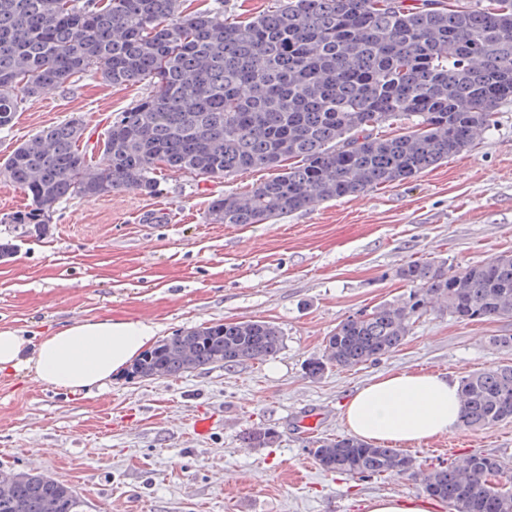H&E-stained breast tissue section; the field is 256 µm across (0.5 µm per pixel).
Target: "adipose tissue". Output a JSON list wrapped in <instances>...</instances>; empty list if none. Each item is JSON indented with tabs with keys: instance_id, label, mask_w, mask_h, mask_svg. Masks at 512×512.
I'll list each match as a JSON object with an SVG mask.
<instances>
[{
	"instance_id": "1",
	"label": "adipose tissue",
	"mask_w": 512,
	"mask_h": 512,
	"mask_svg": "<svg viewBox=\"0 0 512 512\" xmlns=\"http://www.w3.org/2000/svg\"><path fill=\"white\" fill-rule=\"evenodd\" d=\"M144 322L84 319L31 341L0 330V374L33 372L37 381L79 394L106 386L157 339ZM344 422L352 436L412 444L448 434L461 422L458 385L435 374L381 375L350 399Z\"/></svg>"
}]
</instances>
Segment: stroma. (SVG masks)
Here are the masks:
<instances>
[{
	"mask_svg": "<svg viewBox=\"0 0 512 512\" xmlns=\"http://www.w3.org/2000/svg\"><path fill=\"white\" fill-rule=\"evenodd\" d=\"M277 0H182L184 14L224 10L246 22ZM88 72L26 99L0 129V164L30 135L75 119L94 137L146 96ZM157 190L62 203L48 233L0 224V329L39 339L80 319L156 325L160 338L203 323L269 321L284 347L263 362L208 366L178 377L122 375L91 395L31 374L0 377V467L60 479L81 512H361L375 495L419 497L415 477L350 478L321 469L317 441L345 435L344 411L373 376L403 370L460 380L512 364V318L461 321L432 305L395 352L317 378L305 365L347 317L410 290L397 271L428 259L449 275L512 253V103L473 147L406 181L323 201L267 224H214V197L246 195L270 171L201 179L158 167ZM214 421L196 435L197 415ZM314 415L315 427L301 425ZM255 427L275 431L266 448ZM420 467L475 454L512 464V420L456 428L407 446Z\"/></svg>",
	"mask_w": 512,
	"mask_h": 512,
	"instance_id": "stroma-1",
	"label": "stroma"
}]
</instances>
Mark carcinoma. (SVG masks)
Returning a JSON list of instances; mask_svg holds the SVG:
<instances>
[{
	"label": "carcinoma",
	"instance_id": "1",
	"mask_svg": "<svg viewBox=\"0 0 512 512\" xmlns=\"http://www.w3.org/2000/svg\"><path fill=\"white\" fill-rule=\"evenodd\" d=\"M181 0H0V129L23 100L95 72L110 84L148 82L154 91L119 113L104 133L101 161L79 150L76 119L38 131L0 173L31 199L0 224L46 230L58 206L79 197L156 191V166L203 178L254 170L274 176L249 194L209 206L214 224H264L318 202L357 196L410 179L471 148L495 112L512 101V0H277L244 25L214 11L184 15ZM402 117L405 131L375 133ZM398 276L407 296L355 314L327 337L307 374L353 368L393 352L443 302L462 321L512 317V254L448 277L418 260ZM284 347L267 321L212 323L180 331L133 365L140 378H166L218 364L265 361ZM461 426L512 420V365L461 379ZM266 447L275 433L256 427ZM326 471L350 477L415 473L397 448L353 436L318 441ZM3 471L0 512H80L71 486L47 475ZM424 490L455 512H512V466L475 455L462 469L435 466Z\"/></svg>",
	"mask_w": 512,
	"mask_h": 512
}]
</instances>
